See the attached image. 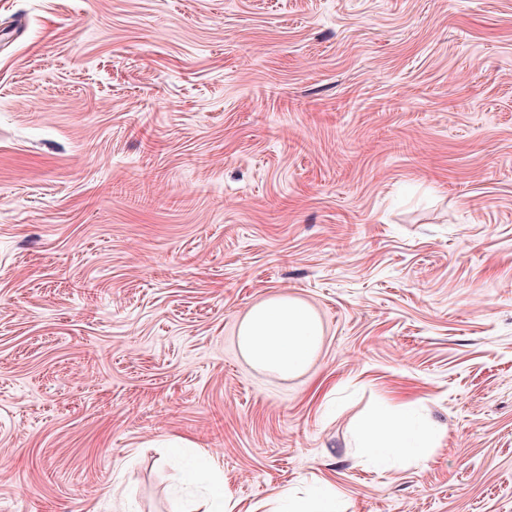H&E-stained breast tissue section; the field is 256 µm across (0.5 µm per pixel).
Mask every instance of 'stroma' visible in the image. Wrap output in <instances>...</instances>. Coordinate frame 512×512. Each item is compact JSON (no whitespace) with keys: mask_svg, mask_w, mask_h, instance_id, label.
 <instances>
[{"mask_svg":"<svg viewBox=\"0 0 512 512\" xmlns=\"http://www.w3.org/2000/svg\"><path fill=\"white\" fill-rule=\"evenodd\" d=\"M201 454L234 512H512V0H0V512H191ZM318 316L288 295L253 306L238 330V345L255 368L282 378L302 375L322 343ZM378 415V419L362 431V448L375 456L394 454L419 461H427L432 457L438 442L434 432L410 439L402 425L400 408L382 404ZM278 502L282 504L285 512H335L336 498L328 490L322 491L305 501L295 499L292 492L282 491L278 496Z\"/></svg>","mask_w":512,"mask_h":512,"instance_id":"1","label":"stroma"}]
</instances>
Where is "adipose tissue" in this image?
<instances>
[{"label":"adipose tissue","instance_id":"adipose-tissue-1","mask_svg":"<svg viewBox=\"0 0 512 512\" xmlns=\"http://www.w3.org/2000/svg\"><path fill=\"white\" fill-rule=\"evenodd\" d=\"M318 316L298 299L274 295L253 306L238 330V345L255 368L282 377L302 375L322 343ZM401 409L386 405L361 434L364 448L375 456L394 454L429 460L438 438L429 432L409 437Z\"/></svg>","mask_w":512,"mask_h":512}]
</instances>
